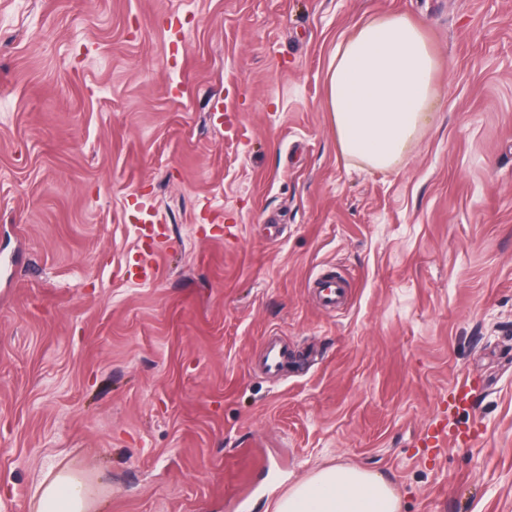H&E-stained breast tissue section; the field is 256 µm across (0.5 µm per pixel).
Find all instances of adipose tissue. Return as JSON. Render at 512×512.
Listing matches in <instances>:
<instances>
[{"mask_svg":"<svg viewBox=\"0 0 512 512\" xmlns=\"http://www.w3.org/2000/svg\"><path fill=\"white\" fill-rule=\"evenodd\" d=\"M438 59L422 29L396 13L341 40L326 73L325 106L339 150L371 167L391 168L425 126L438 95ZM102 487L70 467L53 468L33 487L30 512H99ZM274 512H400L388 480L336 465L297 483Z\"/></svg>","mask_w":512,"mask_h":512,"instance_id":"1","label":"adipose tissue"}]
</instances>
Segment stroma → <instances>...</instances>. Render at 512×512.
<instances>
[{
  "label": "stroma",
  "mask_w": 512,
  "mask_h": 512,
  "mask_svg": "<svg viewBox=\"0 0 512 512\" xmlns=\"http://www.w3.org/2000/svg\"><path fill=\"white\" fill-rule=\"evenodd\" d=\"M394 12L439 99L379 170L340 154L325 76ZM5 259L0 512L68 464L102 512H271L337 464L401 512H512V0H0ZM464 379L477 440L425 447ZM261 361L266 372L278 373L288 362V356L276 342L270 340L266 344Z\"/></svg>",
  "instance_id": "obj_1"
}]
</instances>
